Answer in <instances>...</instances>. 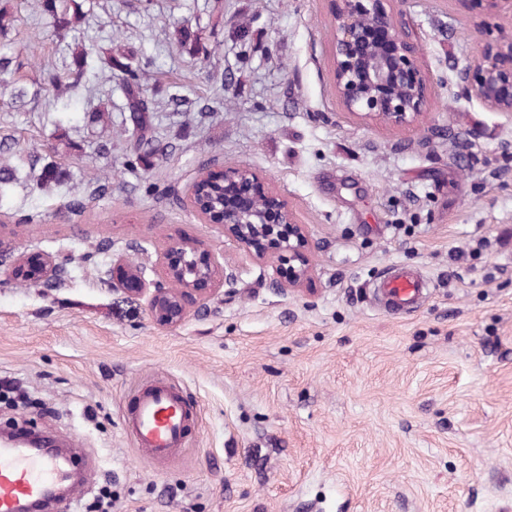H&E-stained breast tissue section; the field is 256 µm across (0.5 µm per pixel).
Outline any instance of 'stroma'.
Masks as SVG:
<instances>
[{
    "instance_id": "stroma-1",
    "label": "stroma",
    "mask_w": 512,
    "mask_h": 512,
    "mask_svg": "<svg viewBox=\"0 0 512 512\" xmlns=\"http://www.w3.org/2000/svg\"><path fill=\"white\" fill-rule=\"evenodd\" d=\"M43 0L21 17L0 77L38 94L0 107V251H61L47 290L0 273V426L28 419L93 470L55 512H82L111 480L112 512H512V122L457 95L456 72L512 14L468 0H394L426 82L408 125L347 112L334 84L330 0H84L59 34ZM201 32L197 57L179 28ZM151 61L139 76L153 152L133 141L120 72L96 90L44 88L83 47ZM58 185L41 187L46 164ZM246 166L285 199L317 247L310 289L272 285L277 248L249 257L186 206L208 169ZM236 267L217 309L156 326L114 288L117 259L169 240ZM394 264L431 295L393 315L367 294ZM180 385L200 423L157 463L133 447L130 390Z\"/></svg>"
}]
</instances>
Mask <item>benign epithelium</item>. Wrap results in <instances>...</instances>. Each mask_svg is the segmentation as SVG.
<instances>
[{"mask_svg":"<svg viewBox=\"0 0 512 512\" xmlns=\"http://www.w3.org/2000/svg\"><path fill=\"white\" fill-rule=\"evenodd\" d=\"M334 15L336 93L346 111L379 116L405 124L424 104V79L410 42L401 34L386 0H332ZM459 95L477 100L491 112L512 120V34L489 42L456 74ZM224 210L202 200L199 184L188 193V205L202 218L222 227L242 249L252 251L263 240L275 243L299 262L290 268L288 285L309 279L306 253L311 249L305 227L293 219L288 203L265 191L247 167L224 171ZM68 256H34L13 268V274L47 289L68 275ZM122 290L145 300L154 323L163 329L179 326L193 312L211 310L215 284H232L238 272L198 253L185 242H174L152 265L117 264Z\"/></svg>","mask_w":512,"mask_h":512,"instance_id":"benign-epithelium-1","label":"benign epithelium"}]
</instances>
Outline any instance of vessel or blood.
I'll return each mask as SVG.
<instances>
[{
	"mask_svg": "<svg viewBox=\"0 0 512 512\" xmlns=\"http://www.w3.org/2000/svg\"><path fill=\"white\" fill-rule=\"evenodd\" d=\"M430 281L420 272L391 266L368 294L371 301L395 314L413 311L430 292ZM198 418L184 389L156 378L136 387L129 396L124 430L135 447L155 461L178 457L189 444ZM72 458L50 448L0 447V512H19L23 502L46 504L51 488H67Z\"/></svg>",
	"mask_w": 512,
	"mask_h": 512,
	"instance_id": "obj_1",
	"label": "vessel or blood"
}]
</instances>
